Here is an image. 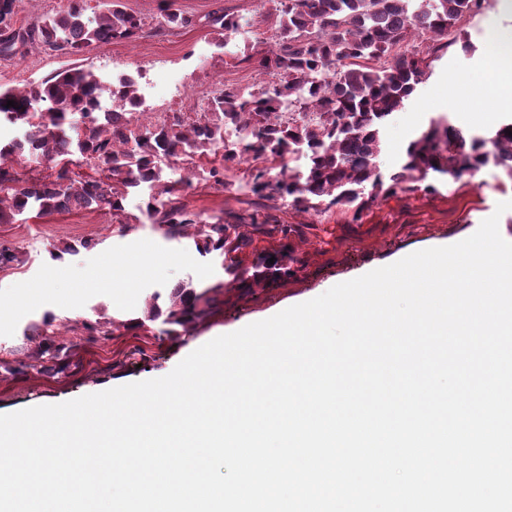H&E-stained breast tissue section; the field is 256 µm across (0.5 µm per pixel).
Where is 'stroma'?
Segmentation results:
<instances>
[{"instance_id":"obj_1","label":"stroma","mask_w":512,"mask_h":512,"mask_svg":"<svg viewBox=\"0 0 512 512\" xmlns=\"http://www.w3.org/2000/svg\"><path fill=\"white\" fill-rule=\"evenodd\" d=\"M175 6L194 17V26L164 37L115 41L77 58L36 46L12 58L0 57V88H22L79 64L107 84L131 76L143 111L190 113L222 85L247 88L260 81V74L244 61L243 49L267 40L276 18L262 13L258 0H175ZM217 12L234 15L241 24L230 40H223L220 26L211 20ZM492 27L512 38V8H503L501 0H487L479 15L463 22L472 51L466 54L460 47H450L395 115L385 132L382 170L396 166L401 149L432 118L445 117L466 133H483L512 117V111L500 108L483 87ZM248 181L242 169L223 188L194 181L183 200L204 221L221 216L241 219L246 225L254 219L304 225V233L291 239L299 260L297 273L265 288H221L220 265L200 257L193 244L164 238L141 212L140 197L133 194L119 217L106 209L45 215L33 211L25 219L0 223V243L14 247L23 260L19 268H0V414L156 378L174 369L191 345H203L223 330L256 322L289 302L317 297L381 267L391 257L475 233L484 219L496 213L497 203L512 200V180L491 163L455 182L436 181L432 192L400 191L378 198L356 217L336 209L299 212L279 200L259 206ZM122 222L130 226L123 234L118 231ZM66 242L77 245V252L52 260L51 250ZM144 244L159 255L183 254L187 260L162 265L139 280L137 299L129 306L120 294L125 282L113 278L110 262ZM202 269L207 279H199ZM180 283L210 290L213 298L208 313L189 334L163 335L158 321L146 328L134 326L150 294H169ZM40 288L48 290L49 301L30 304L20 314L11 311L15 299ZM47 311L56 315L63 340L73 344L64 358L65 369L53 376L33 369L35 345L23 334ZM96 320L112 322L109 338H88L83 324Z\"/></svg>"}]
</instances>
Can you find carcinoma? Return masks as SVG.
I'll return each mask as SVG.
<instances>
[{
    "label": "carcinoma",
    "mask_w": 512,
    "mask_h": 512,
    "mask_svg": "<svg viewBox=\"0 0 512 512\" xmlns=\"http://www.w3.org/2000/svg\"><path fill=\"white\" fill-rule=\"evenodd\" d=\"M23 0H0V57L39 44L64 56H78L114 40L165 36L193 25V18L168 3L154 23L107 0L87 15L86 0H64L55 14L15 28L12 17ZM277 15L272 45L244 57L266 77L248 89L226 85L194 116L161 117L137 111L136 83L119 79L112 88L115 108L97 110L98 77L72 66L22 90L0 91V120L25 128L24 137L0 145V222L37 211L108 208L124 210L133 188L144 187L142 212L165 238L192 241L202 257L220 263L227 288L244 281L268 284L293 274L294 249L287 239L298 224L242 225L219 218L203 222L182 199L187 178H164V168L181 163L199 181L230 184L228 172L249 156L250 191L278 198L299 212L333 207L358 216L379 197L414 192L429 179L448 182L492 162L512 179V119L486 133L463 135L445 118L411 140L397 171L379 166L385 128L431 74L438 52L457 45L459 26L476 16L485 0H269ZM15 106L6 107L7 101ZM42 103L45 113L30 108ZM223 151L208 169L195 157ZM56 171L28 175L30 163ZM95 166L98 179L77 180L70 166ZM280 236L279 248L260 251V237ZM252 268L242 266L246 251ZM145 300L136 325L162 319L165 333L181 336L208 311V291L178 284L168 295ZM46 312L24 330L39 354L66 349Z\"/></svg>",
    "instance_id": "carcinoma-1"
}]
</instances>
